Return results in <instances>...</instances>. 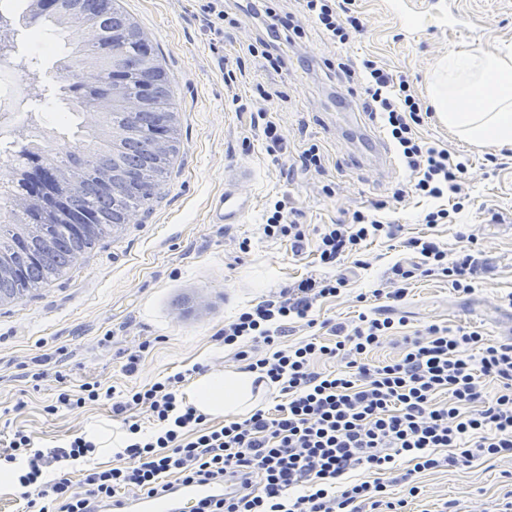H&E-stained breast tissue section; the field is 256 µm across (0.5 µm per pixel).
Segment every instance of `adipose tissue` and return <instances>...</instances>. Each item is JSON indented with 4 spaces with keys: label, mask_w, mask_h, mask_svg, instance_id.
Masks as SVG:
<instances>
[{
    "label": "adipose tissue",
    "mask_w": 512,
    "mask_h": 512,
    "mask_svg": "<svg viewBox=\"0 0 512 512\" xmlns=\"http://www.w3.org/2000/svg\"><path fill=\"white\" fill-rule=\"evenodd\" d=\"M440 117L472 143L512 145V58L452 52L431 84ZM254 377L245 372L210 374L186 394L187 403L210 415H241L253 406Z\"/></svg>",
    "instance_id": "1"
}]
</instances>
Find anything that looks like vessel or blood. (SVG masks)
I'll use <instances>...</instances> for the list:
<instances>
[{
	"instance_id": "b4317fda",
	"label": "vessel or blood",
	"mask_w": 512,
	"mask_h": 512,
	"mask_svg": "<svg viewBox=\"0 0 512 512\" xmlns=\"http://www.w3.org/2000/svg\"><path fill=\"white\" fill-rule=\"evenodd\" d=\"M386 8L391 13L404 11L410 28L415 30L420 27L422 17L420 0H386ZM366 142L368 153L363 160L364 165L374 168L382 175L395 169V154L380 131H367ZM251 207V198L233 184L225 189L216 202L213 209L214 219L219 224H238L242 222ZM231 490V484L221 481L217 483L176 481L165 495L118 497L109 503H97L96 510L97 512H194L196 505L200 502L221 499Z\"/></svg>"
}]
</instances>
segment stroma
Returning a JSON list of instances; mask_svg holds the SVG:
<instances>
[{
    "mask_svg": "<svg viewBox=\"0 0 512 512\" xmlns=\"http://www.w3.org/2000/svg\"><path fill=\"white\" fill-rule=\"evenodd\" d=\"M203 2L121 0L156 44L169 76L179 111L180 152L147 210L35 296L0 306V436L20 427L38 445L51 447L95 429L121 431L107 401L47 414L60 372L77 385L96 382L125 390L197 364L209 373L238 370L233 351L215 339L225 320L316 268L313 253L296 256L288 240L261 236L258 226L273 198L301 210L302 223L311 225L345 221L356 208L383 201L405 236L432 237L449 252L459 251L466 235L475 234V250L488 265L468 294L454 291L446 278L419 276L409 280L404 300L391 304L381 298L364 305L357 295L383 287L394 263L409 266L419 260L413 251L377 240L365 247L363 264L348 258L339 266L349 286L322 304L321 318L349 323L365 309L390 310L412 331L436 323L479 330L492 342L512 340V307L504 300L512 293V146L468 144L439 118L429 119L421 137L467 162L473 203L460 223L421 224L426 199L393 197L407 177L403 168L380 177L348 162L354 145L337 113L338 99L348 98L361 122L369 117L346 80L328 76L324 65L328 59H372L408 76L415 94L431 105L433 72L448 52L512 54V0H457L459 9L476 19L473 33L449 28L443 0H433L412 37L405 17L387 12L383 0H356L365 29L346 46L323 37L301 0L272 2L276 13L293 15L305 31L293 45L273 40L269 18L244 0H227L237 25L216 37L203 18ZM258 38L271 41L285 59L283 68L273 70L251 57L244 76L225 84V67L234 66L243 45ZM267 92L276 96L270 118L288 142L276 163L250 125L252 112L265 107ZM313 143L324 156L320 173L303 170L299 162ZM240 171L250 174L239 187L252 196V212L240 224L211 223L213 202ZM147 339L153 349L143 353L134 373L123 372L128 353ZM42 354L46 375L36 384L25 366ZM416 480L420 493L412 499L406 485L391 488L393 498H407L406 512H442L448 502L459 512H496L512 492V462L442 467Z\"/></svg>",
    "mask_w": 512,
    "mask_h": 512,
    "instance_id": "1",
    "label": "stroma"
}]
</instances>
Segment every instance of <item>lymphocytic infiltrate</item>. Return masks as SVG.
I'll return each instance as SVG.
<instances>
[{
    "mask_svg": "<svg viewBox=\"0 0 512 512\" xmlns=\"http://www.w3.org/2000/svg\"><path fill=\"white\" fill-rule=\"evenodd\" d=\"M304 2L308 16L331 41L344 45L364 30L355 0ZM325 67L357 83L363 112L389 137L408 174L394 198L416 195L433 201L424 223H452L467 198V166L420 137L431 110L413 94L408 77L368 58L329 61ZM444 198L452 200V208L438 207ZM385 208L380 202L353 211L348 223L312 228L300 222L298 209L278 200L260 225L264 237L288 239L297 256L307 240H314L317 262L326 270L268 293L225 323L218 335L243 361L244 371L279 386L283 402L215 427L185 403L183 372L128 391L104 390L95 382L73 389L58 376L59 393L47 413L104 398L135 440L116 452L112 467L84 471L81 495L73 492L69 477L48 481L44 474L56 465L83 462L96 450L93 441L77 436L43 450L25 430H15L0 464L16 473L18 512H90L94 503L120 495L164 494L176 479L238 484L229 500L202 503L200 512H405L406 499L390 497L383 479L398 460L410 464L401 480L414 497L420 492L417 474L512 459V341L491 342L468 327L432 324L407 338L401 357L376 362L370 353L405 327L404 319L377 312L359 313L350 325L315 318V306L347 286L343 276H330V269L361 255L364 244L375 239L401 240L421 262L413 270L394 263L390 289L359 294L362 302L370 296L401 301L406 281L418 274L446 277L453 290L466 293L486 272L473 253L451 256L434 239L401 238V225L388 219ZM301 320L311 328H327L334 343L311 335L282 344L288 326ZM248 342L264 344L268 354L250 358L244 348ZM323 358L339 360L340 368L315 371ZM137 406L150 413L156 425L152 434H142L140 424L130 419L129 410ZM361 469L373 472V480H352L351 472Z\"/></svg>",
    "mask_w": 512,
    "mask_h": 512,
    "instance_id": "lymphocytic-infiltrate-1",
    "label": "lymphocytic infiltrate"
}]
</instances>
